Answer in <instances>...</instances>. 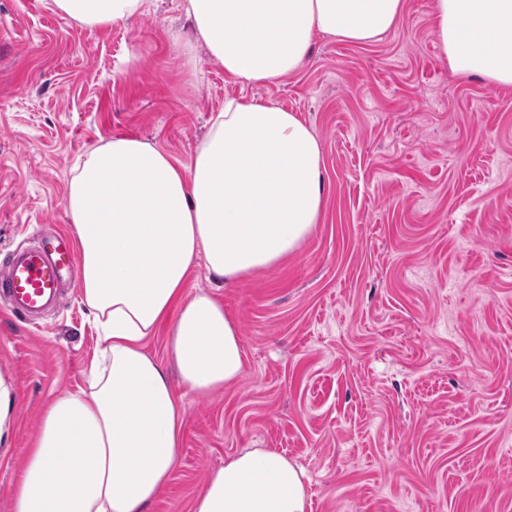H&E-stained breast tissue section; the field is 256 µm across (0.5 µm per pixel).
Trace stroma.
Segmentation results:
<instances>
[{
  "label": "stroma",
  "mask_w": 512,
  "mask_h": 512,
  "mask_svg": "<svg viewBox=\"0 0 512 512\" xmlns=\"http://www.w3.org/2000/svg\"><path fill=\"white\" fill-rule=\"evenodd\" d=\"M190 38L181 0L88 28L51 0H0V253L70 229L74 163L116 135L190 163L225 99H263L318 136L323 224L278 266L219 287L236 383L177 388L183 445L150 512H191L227 456L271 448L306 475L309 512H512V88L450 69L430 0L367 44L316 37L273 82L233 81ZM98 345L80 293L34 326L0 308L17 386L0 512L45 403L78 390Z\"/></svg>",
  "instance_id": "obj_1"
}]
</instances>
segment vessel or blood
Returning <instances> with one entry per match:
<instances>
[{
  "instance_id": "obj_1",
  "label": "vessel or blood",
  "mask_w": 512,
  "mask_h": 512,
  "mask_svg": "<svg viewBox=\"0 0 512 512\" xmlns=\"http://www.w3.org/2000/svg\"><path fill=\"white\" fill-rule=\"evenodd\" d=\"M78 264L77 247L62 231L18 247L0 261V298L16 315L37 316L54 306Z\"/></svg>"
}]
</instances>
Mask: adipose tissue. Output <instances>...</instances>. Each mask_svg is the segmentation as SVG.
I'll use <instances>...</instances> for the list:
<instances>
[{"label":"adipose tissue","mask_w":512,"mask_h":512,"mask_svg":"<svg viewBox=\"0 0 512 512\" xmlns=\"http://www.w3.org/2000/svg\"><path fill=\"white\" fill-rule=\"evenodd\" d=\"M147 0H53L90 28ZM193 35L233 80L298 71L316 36L365 44L392 31L405 0H184ZM451 70L512 87V0H432ZM321 144L270 100L226 99L189 164L115 136L76 164L66 196L82 301L98 334L87 386L54 397L24 451L13 512H149L182 447L174 383L208 394L236 382V322L211 292L188 291L195 261L231 285L287 259L323 223ZM164 332L166 359L146 351ZM303 472L284 454L228 456L192 512H307Z\"/></svg>","instance_id":"ef3b65f1"}]
</instances>
